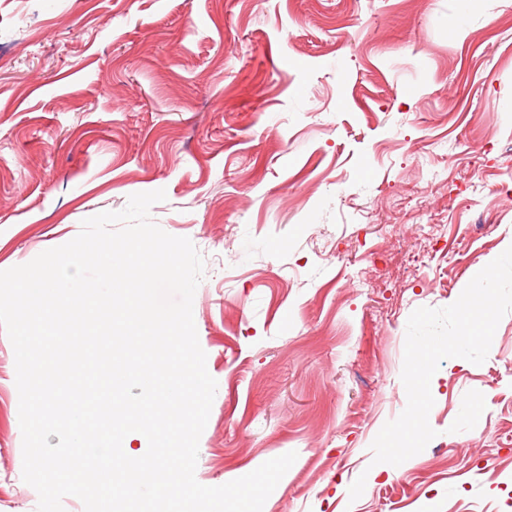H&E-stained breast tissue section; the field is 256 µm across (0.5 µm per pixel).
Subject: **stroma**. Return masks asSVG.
<instances>
[{"label": "stroma", "instance_id": "35a3bbf8", "mask_svg": "<svg viewBox=\"0 0 512 512\" xmlns=\"http://www.w3.org/2000/svg\"><path fill=\"white\" fill-rule=\"evenodd\" d=\"M0 56V270L159 189L204 257L201 484L294 451L263 512H512V313L422 452L370 450L410 314L512 246V0H0ZM15 378L0 330V512H37Z\"/></svg>", "mask_w": 512, "mask_h": 512}]
</instances>
